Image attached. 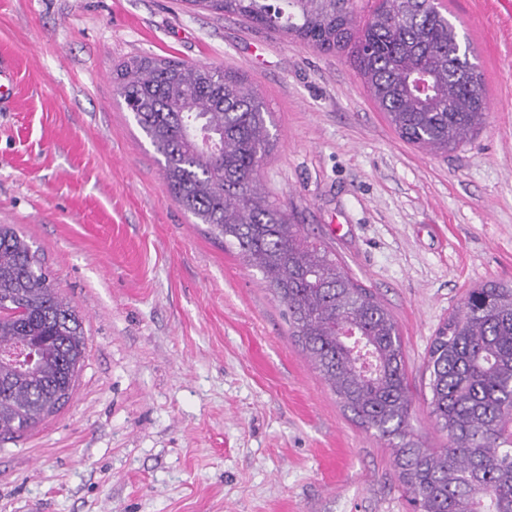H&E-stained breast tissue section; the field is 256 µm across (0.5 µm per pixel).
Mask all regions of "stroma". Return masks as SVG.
<instances>
[{
	"label": "stroma",
	"mask_w": 512,
	"mask_h": 512,
	"mask_svg": "<svg viewBox=\"0 0 512 512\" xmlns=\"http://www.w3.org/2000/svg\"><path fill=\"white\" fill-rule=\"evenodd\" d=\"M485 114L442 153L401 139L349 52L184 0H0V224L79 311L66 405L0 445V512H411L360 426L235 246L168 191L116 90L136 56L222 65L264 102L262 191L393 317L429 448L427 352L470 289L512 282V8L444 0Z\"/></svg>",
	"instance_id": "stroma-1"
}]
</instances>
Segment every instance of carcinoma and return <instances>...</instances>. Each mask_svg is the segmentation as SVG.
<instances>
[{"label": "carcinoma", "mask_w": 512, "mask_h": 512, "mask_svg": "<svg viewBox=\"0 0 512 512\" xmlns=\"http://www.w3.org/2000/svg\"><path fill=\"white\" fill-rule=\"evenodd\" d=\"M283 31L324 52L348 50L403 140L448 152L480 124V73L431 0H185ZM127 108L163 157L176 203L234 245L285 306L288 324L342 406L391 448L415 512H512V286L468 291L433 337L430 416L448 447H425L396 323L340 262L261 191L269 115L231 69L140 57L115 71ZM37 347L36 365L16 359ZM82 319L39 250L0 224V440L35 428L70 399L83 366Z\"/></svg>", "instance_id": "1"}]
</instances>
